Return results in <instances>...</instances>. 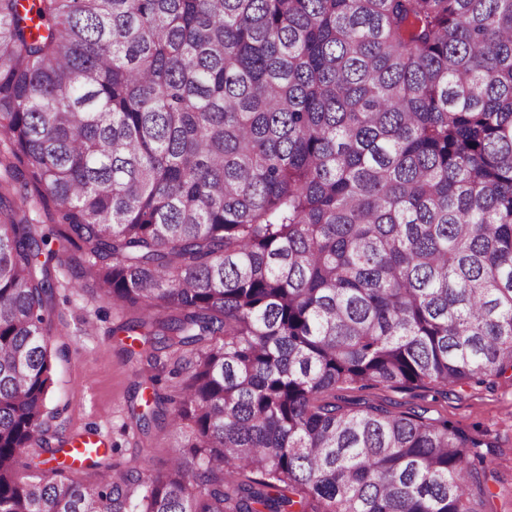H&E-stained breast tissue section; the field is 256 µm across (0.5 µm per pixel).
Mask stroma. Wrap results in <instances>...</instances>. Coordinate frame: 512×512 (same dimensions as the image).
Returning <instances> with one entry per match:
<instances>
[{"mask_svg":"<svg viewBox=\"0 0 512 512\" xmlns=\"http://www.w3.org/2000/svg\"><path fill=\"white\" fill-rule=\"evenodd\" d=\"M81 272V254L75 250L56 269L61 287L55 295L52 341L64 353L55 361L48 399L59 411L51 423L56 434L51 445L60 447L62 438L86 431L101 436L109 448L106 460L77 475L82 484L101 487L144 465L156 471L167 468L178 444L168 424L170 408H163L145 430L137 417L145 412L144 400L151 393L166 397L179 391L183 379L173 371L192 359L194 349H151L139 360H129L120 328L137 319L138 310L114 308L93 289L78 287ZM335 396L343 405L363 400L394 413L423 410L428 417L448 420L465 434L488 440L483 455L492 463L488 486L493 497L487 512H512L511 380L411 389L344 388Z\"/></svg>","mask_w":512,"mask_h":512,"instance_id":"35a3bbf8","label":"stroma"}]
</instances>
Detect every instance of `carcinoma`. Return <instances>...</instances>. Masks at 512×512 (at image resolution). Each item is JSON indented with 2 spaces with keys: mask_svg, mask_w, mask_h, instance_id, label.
<instances>
[{
  "mask_svg": "<svg viewBox=\"0 0 512 512\" xmlns=\"http://www.w3.org/2000/svg\"><path fill=\"white\" fill-rule=\"evenodd\" d=\"M73 248L202 344L100 488L49 434ZM510 371L512 0H0V512H478L483 439L326 393Z\"/></svg>",
  "mask_w": 512,
  "mask_h": 512,
  "instance_id": "carcinoma-1",
  "label": "carcinoma"
}]
</instances>
